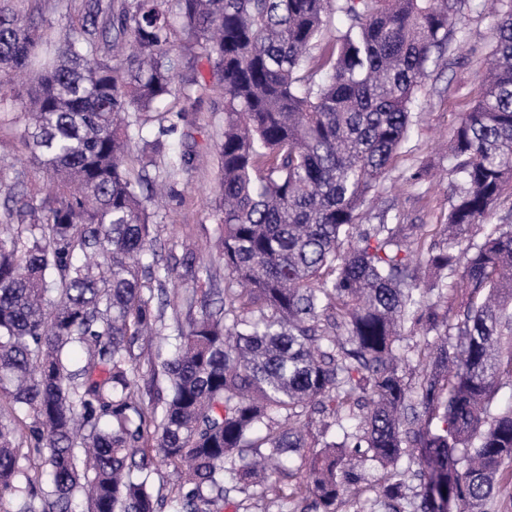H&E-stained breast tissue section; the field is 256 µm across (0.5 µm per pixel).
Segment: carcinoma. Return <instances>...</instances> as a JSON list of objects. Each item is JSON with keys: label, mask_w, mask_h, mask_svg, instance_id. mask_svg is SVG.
I'll use <instances>...</instances> for the list:
<instances>
[{"label": "carcinoma", "mask_w": 512, "mask_h": 512, "mask_svg": "<svg viewBox=\"0 0 512 512\" xmlns=\"http://www.w3.org/2000/svg\"><path fill=\"white\" fill-rule=\"evenodd\" d=\"M471 2L82 0L55 47L41 6H0V98L21 104L29 158L55 186L36 200L25 170L0 182V398L32 415L26 458L41 461L17 512H73L78 492L88 512H163L157 456L178 474L176 512L248 491H308L313 512H337L360 503L369 461L385 512H404L415 481L419 512H491L512 462V408L492 410L512 375V211L486 221L512 198V0H498L493 67L448 145L445 222L427 236L370 207ZM180 34L224 86L226 275L224 301L201 300L163 361L156 406L132 348L173 269L149 231L157 180L127 159L173 91ZM176 131L152 141L169 176L194 162L164 153ZM450 290L467 298L452 323ZM407 328L435 333L414 365ZM315 414L332 421L311 442ZM16 434L0 421V503L21 492Z\"/></svg>", "instance_id": "1"}]
</instances>
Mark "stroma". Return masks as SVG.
Listing matches in <instances>:
<instances>
[{
	"instance_id": "stroma-1",
	"label": "stroma",
	"mask_w": 512,
	"mask_h": 512,
	"mask_svg": "<svg viewBox=\"0 0 512 512\" xmlns=\"http://www.w3.org/2000/svg\"><path fill=\"white\" fill-rule=\"evenodd\" d=\"M464 22L468 34L451 44L455 63L447 69H429L417 93L420 114L409 141L397 155L386 182L387 199L392 201L407 224H439L448 211V141L460 112L476 100L483 88L484 62L493 49L495 19L472 10ZM184 66L176 79L175 91L160 111L182 112L179 131L167 142L168 150L196 155L195 164L165 181L167 196L153 215L152 233L161 246L159 259L174 273L167 288L171 304L162 314L152 335L139 339L133 353L142 369H155L147 400L166 392L167 381L159 367L174 350L179 330L200 315L190 305V288L220 289L224 286V261L215 246L218 235L220 163L218 145L224 130V87L208 63L196 50L183 52ZM24 122L20 107L12 101L0 102V163L25 166L29 186L44 196L49 184L42 170L32 165L22 143ZM428 163L433 182L428 187L411 185L407 177L420 163ZM193 249V267H186L183 253Z\"/></svg>"
}]
</instances>
